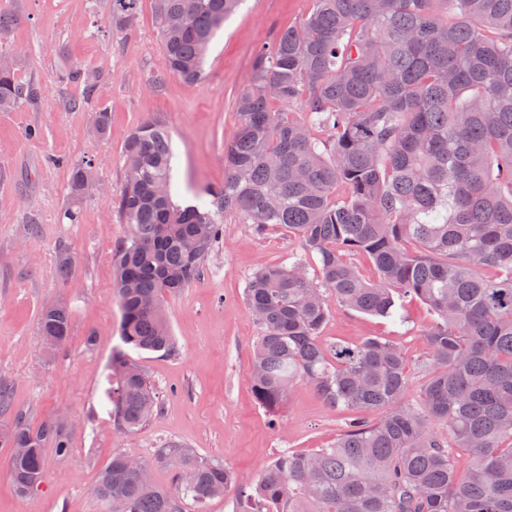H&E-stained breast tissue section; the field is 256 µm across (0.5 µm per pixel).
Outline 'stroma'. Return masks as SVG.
I'll return each mask as SVG.
<instances>
[{
	"label": "stroma",
	"instance_id": "obj_1",
	"mask_svg": "<svg viewBox=\"0 0 512 512\" xmlns=\"http://www.w3.org/2000/svg\"><path fill=\"white\" fill-rule=\"evenodd\" d=\"M311 0H243L210 44L205 77L195 85L170 75L157 37L154 0H141L130 27H112L111 0H0L14 17L0 34L19 83L39 86L36 103L0 112V384L12 394L10 412L30 425L60 420L71 452H46V477L18 495L8 470L10 451L0 447V512H109L95 495L99 474L117 452L151 464L154 485H174L171 468L156 463L157 449L176 444L199 456L223 460L253 477L281 452L310 453L330 446L348 415L323 404L312 386L296 382L286 404L269 413L257 404L250 365L261 327L244 288L263 264L288 263L300 251L286 228L256 232L238 215L224 218V238L203 262V276L166 296L177 339L174 353H137L133 360L151 383L160 407L128 432L100 407L104 375L118 341L121 313L112 288V249L129 236L114 200L126 180L124 142L147 120H159L172 136V181L177 200L203 187L224 184V149L239 125L235 96L250 76L256 49L283 29L298 25ZM78 66L94 82L62 83L61 69ZM155 76L146 87V76ZM82 100L80 110L69 107ZM111 114L105 137L92 134L95 112ZM41 128L40 137L29 131ZM91 162L109 193L80 202L81 221L66 223L73 165ZM74 257L68 278L56 272L60 246ZM67 302L72 327L53 354L42 351L41 308ZM324 344L365 336L392 340L404 350L412 390L425 381L424 332L433 316L417 300L403 301L401 320L348 310L328 298Z\"/></svg>",
	"mask_w": 512,
	"mask_h": 512
}]
</instances>
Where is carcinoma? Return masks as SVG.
Instances as JSON below:
<instances>
[{
	"label": "carcinoma",
	"mask_w": 512,
	"mask_h": 512,
	"mask_svg": "<svg viewBox=\"0 0 512 512\" xmlns=\"http://www.w3.org/2000/svg\"><path fill=\"white\" fill-rule=\"evenodd\" d=\"M241 0H154L170 74L203 78L209 44ZM140 0H112V25L129 26ZM238 93L240 121L224 150V188L173 201L166 126L147 120L124 145L118 202L130 235L112 250L120 342L107 367L105 405L127 430L141 426L158 397L130 352L168 354L175 338L165 297L200 280L205 256L235 213L264 232L285 226L303 254L265 264L249 279L246 303L261 325L250 367L256 402L277 411L298 380L323 403L352 414L328 448L282 452L241 486L252 512H512V0H313L296 26L255 52ZM38 96L14 68L0 69V112ZM298 106L305 118L287 111ZM316 126L325 138L312 136ZM87 162L68 190H92ZM317 255L310 277L305 256ZM350 254L366 257L377 280ZM61 278L74 270L58 251ZM340 306L399 318L415 298L433 313L419 403L402 349L365 336L327 346L321 330ZM67 303L43 306V347L70 336ZM384 410L377 422L360 414ZM21 494L45 478V451L70 453L58 420L0 427ZM469 475L458 478L459 458ZM115 453L95 493L110 512H182L239 483L219 459L159 448L174 489L147 478L148 464Z\"/></svg>",
	"instance_id": "carcinoma-1"
}]
</instances>
